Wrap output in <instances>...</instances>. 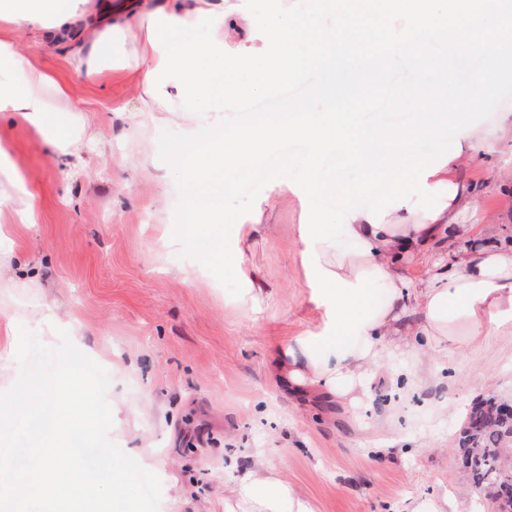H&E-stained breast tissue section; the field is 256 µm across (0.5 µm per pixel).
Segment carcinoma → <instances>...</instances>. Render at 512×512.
<instances>
[{
    "label": "carcinoma",
    "instance_id": "obj_1",
    "mask_svg": "<svg viewBox=\"0 0 512 512\" xmlns=\"http://www.w3.org/2000/svg\"><path fill=\"white\" fill-rule=\"evenodd\" d=\"M491 396L477 402L460 430L457 445L464 472L492 498L512 482V417Z\"/></svg>",
    "mask_w": 512,
    "mask_h": 512
}]
</instances>
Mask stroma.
Here are the masks:
<instances>
[{"label":"stroma","instance_id":"stroma-1","mask_svg":"<svg viewBox=\"0 0 512 512\" xmlns=\"http://www.w3.org/2000/svg\"><path fill=\"white\" fill-rule=\"evenodd\" d=\"M224 15L225 52L267 49L244 0H224ZM0 38L63 76L96 114L89 167L68 175L34 128L0 120V142L41 200L33 237L42 279L61 314L87 324L96 352L78 361L94 434L70 439L73 469L93 475L88 495L111 480L115 459L123 512H171L181 490L182 512H224L225 484L259 458L315 512H491L464 478L456 443L478 400H512V334L453 346L449 358L399 347L371 368V400L357 408L289 389L272 374L270 353L326 321L300 260L309 146L266 149L232 191L211 185L213 199L256 230L241 243L243 272L209 269L212 239L179 223L191 186L174 168L186 143L177 106L153 102L156 128L142 149L128 137L142 106L130 77L88 84L67 72L64 48L27 26L0 20ZM510 173L512 150L490 142L459 167L488 222L512 225V190L501 185ZM24 336L23 362L41 374L68 350L33 326ZM5 416L0 512H43L40 498L17 500L11 490L17 472L35 465L54 407L32 385Z\"/></svg>","mask_w":512,"mask_h":512}]
</instances>
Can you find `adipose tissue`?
Here are the masks:
<instances>
[{
    "label": "adipose tissue",
    "instance_id": "ef3b65f1",
    "mask_svg": "<svg viewBox=\"0 0 512 512\" xmlns=\"http://www.w3.org/2000/svg\"><path fill=\"white\" fill-rule=\"evenodd\" d=\"M17 25L34 26L45 44L70 48V71L87 82L99 81L113 71L132 72L148 99L164 95L182 101L187 113L199 112L204 102L233 99L244 87L240 73L249 58L236 67L224 64V7L216 0H0V15ZM209 26L212 37L204 43L173 48L172 33ZM276 46L261 77L273 81L296 73L301 63L323 64L330 55L320 31L300 24L271 31ZM141 47L143 59L133 62L130 48ZM208 60L198 69L199 60ZM193 72L197 98L184 97L182 77ZM0 112L13 121L42 133L63 172L86 167L85 134L92 113L68 96L60 82L38 67L25 63L16 46L0 40ZM272 135L307 141L312 167L303 186L307 222L299 228L302 258L317 305L328 313V328L336 336L328 346L320 335L297 337L292 345L274 352L271 365L288 384L308 386L355 407L370 396L366 377L371 366L397 342L424 339L430 350L444 344L479 343L489 329L512 333V239L497 225L484 228L462 223L473 206L475 186L459 183L454 165L473 151L472 129L453 128L449 146L433 156L419 157L412 171L393 168L387 207L365 209L354 204L348 190L337 215L325 211L324 179L316 167L336 138H356L339 114L296 111L288 118L266 115L231 131L194 129L190 145L176 156L175 167L195 190L184 204L180 221L210 231L231 229L232 238L213 250L209 267L240 269L239 240L250 233L233 211L214 210L207 187L217 172L236 173L254 167ZM0 399L12 396L29 376L20 363L22 326L35 324L42 335L66 337L70 355L40 382L55 403L63 426L82 424L83 413L73 398L84 380L74 363L91 354L88 328L75 318H63L50 294H42L34 309H16L10 295L18 289L40 287V261L25 241V234L40 222L35 187L13 166L9 148L0 144ZM413 182L431 198L418 209L401 192ZM413 258L422 276L411 275L400 261ZM384 289L381 307L372 304L374 289ZM69 454L61 438L47 441L36 468L21 471L14 494L40 495L69 512L79 496L78 478L64 465ZM224 512H313L311 504L264 464L245 466L236 481L224 488Z\"/></svg>",
    "mask_w": 512,
    "mask_h": 512
}]
</instances>
